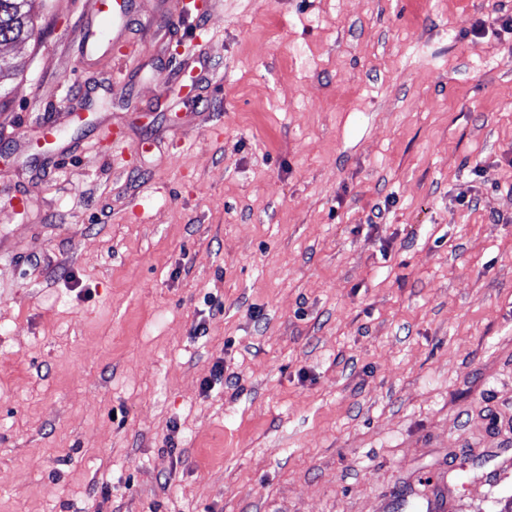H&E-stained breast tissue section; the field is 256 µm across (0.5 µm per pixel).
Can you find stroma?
<instances>
[{"instance_id": "1", "label": "stroma", "mask_w": 512, "mask_h": 512, "mask_svg": "<svg viewBox=\"0 0 512 512\" xmlns=\"http://www.w3.org/2000/svg\"><path fill=\"white\" fill-rule=\"evenodd\" d=\"M135 2L0 47V512H503L512 0ZM132 0H86L82 16L83 35L72 45L73 53L84 62H90L104 50L105 42L99 41L95 32L102 24L111 27L114 42L126 40L135 18ZM105 51L99 56H103Z\"/></svg>"}]
</instances>
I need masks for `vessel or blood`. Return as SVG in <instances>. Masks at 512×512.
<instances>
[{
    "mask_svg": "<svg viewBox=\"0 0 512 512\" xmlns=\"http://www.w3.org/2000/svg\"><path fill=\"white\" fill-rule=\"evenodd\" d=\"M132 5L133 0H86L83 35L73 44V53L86 62L99 56L105 44L96 38L95 32L103 24L110 26L115 40H125L134 22Z\"/></svg>",
    "mask_w": 512,
    "mask_h": 512,
    "instance_id": "obj_1",
    "label": "vessel or blood"
}]
</instances>
